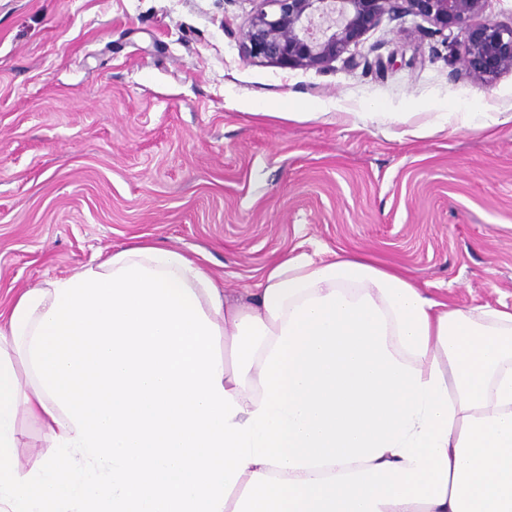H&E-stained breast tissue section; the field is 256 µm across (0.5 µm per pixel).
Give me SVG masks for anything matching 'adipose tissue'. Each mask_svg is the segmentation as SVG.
Returning <instances> with one entry per match:
<instances>
[{
	"label": "adipose tissue",
	"instance_id": "ef3b65f1",
	"mask_svg": "<svg viewBox=\"0 0 512 512\" xmlns=\"http://www.w3.org/2000/svg\"><path fill=\"white\" fill-rule=\"evenodd\" d=\"M246 294L144 242L0 310V512H512V310L344 250ZM20 424L23 429V437L18 453L25 470L29 471L38 467L41 455L46 453L48 448H46L47 444L43 440L38 422L22 415Z\"/></svg>",
	"mask_w": 512,
	"mask_h": 512
}]
</instances>
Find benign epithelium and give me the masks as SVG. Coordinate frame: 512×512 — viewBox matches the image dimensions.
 <instances>
[{
	"instance_id": "benign-epithelium-1",
	"label": "benign epithelium",
	"mask_w": 512,
	"mask_h": 512,
	"mask_svg": "<svg viewBox=\"0 0 512 512\" xmlns=\"http://www.w3.org/2000/svg\"><path fill=\"white\" fill-rule=\"evenodd\" d=\"M244 31L246 54L281 67L324 68L350 51L383 17L418 15L450 30L452 75L490 87L512 72V22L483 17L486 0H264ZM457 33H452V30Z\"/></svg>"
}]
</instances>
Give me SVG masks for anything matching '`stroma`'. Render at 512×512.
<instances>
[{
	"label": "stroma",
	"mask_w": 512,
	"mask_h": 512,
	"mask_svg": "<svg viewBox=\"0 0 512 512\" xmlns=\"http://www.w3.org/2000/svg\"><path fill=\"white\" fill-rule=\"evenodd\" d=\"M262 6L0 0L1 304L149 241L203 253L233 298L278 253L343 247L458 308L512 307V121L434 127L512 114V73L453 77L447 31L412 15L323 69L259 62ZM436 119L435 125L438 129H444L448 124L453 125L455 130L471 128L476 121L481 122V129H488L512 121V115L500 119L498 115L488 112H439Z\"/></svg>",
	"instance_id": "obj_1"
}]
</instances>
